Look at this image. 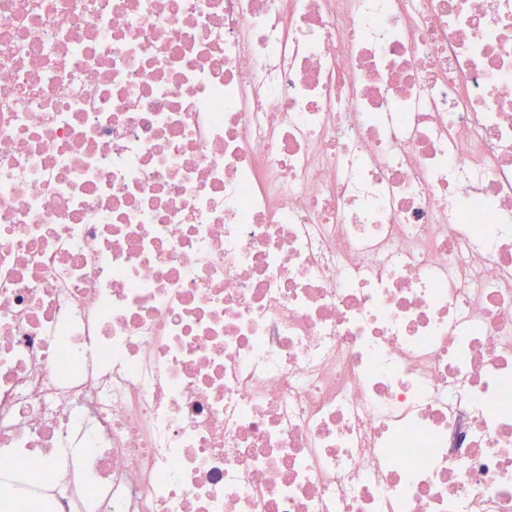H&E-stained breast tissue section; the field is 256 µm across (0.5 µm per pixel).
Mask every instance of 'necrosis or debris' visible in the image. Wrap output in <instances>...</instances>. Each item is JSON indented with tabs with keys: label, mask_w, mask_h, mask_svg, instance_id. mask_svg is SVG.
Wrapping results in <instances>:
<instances>
[{
	"label": "necrosis or debris",
	"mask_w": 512,
	"mask_h": 512,
	"mask_svg": "<svg viewBox=\"0 0 512 512\" xmlns=\"http://www.w3.org/2000/svg\"><path fill=\"white\" fill-rule=\"evenodd\" d=\"M0 512H512V0H0Z\"/></svg>",
	"instance_id": "1"
}]
</instances>
